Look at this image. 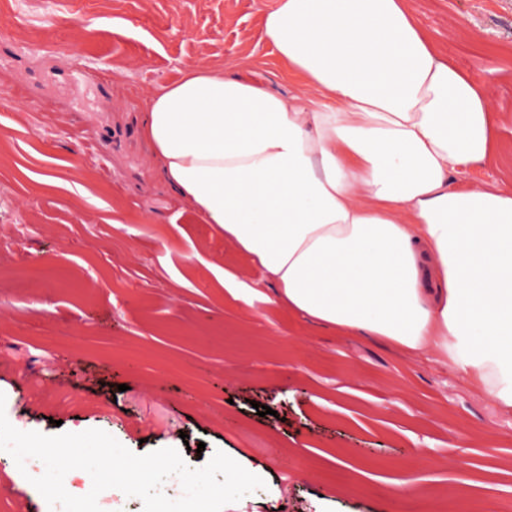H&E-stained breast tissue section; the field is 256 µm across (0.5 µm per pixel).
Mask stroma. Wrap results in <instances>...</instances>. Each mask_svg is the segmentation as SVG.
<instances>
[{
  "label": "stroma",
  "instance_id": "obj_1",
  "mask_svg": "<svg viewBox=\"0 0 512 512\" xmlns=\"http://www.w3.org/2000/svg\"><path fill=\"white\" fill-rule=\"evenodd\" d=\"M273 0H26L0 14V392L8 421L99 429L192 468L236 456L265 488L223 512H512V412L456 366L274 304L189 211L140 135L199 62L296 90ZM433 42L512 113V0H418ZM103 62L113 81L77 68ZM59 177L48 189L34 174ZM270 407L258 415L257 405ZM0 512H49L8 453Z\"/></svg>",
  "mask_w": 512,
  "mask_h": 512
}]
</instances>
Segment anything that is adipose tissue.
Returning a JSON list of instances; mask_svg holds the SVG:
<instances>
[{"mask_svg": "<svg viewBox=\"0 0 512 512\" xmlns=\"http://www.w3.org/2000/svg\"><path fill=\"white\" fill-rule=\"evenodd\" d=\"M411 2L275 0L260 29L300 89L188 64L141 134L278 303L452 363L512 411V185L457 184L504 118Z\"/></svg>", "mask_w": 512, "mask_h": 512, "instance_id": "ef3b65f1", "label": "adipose tissue"}]
</instances>
